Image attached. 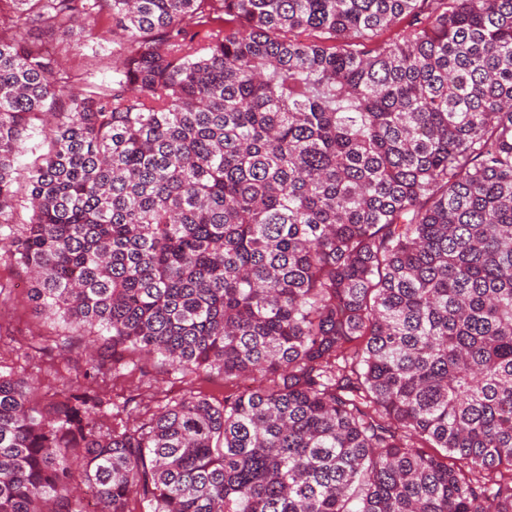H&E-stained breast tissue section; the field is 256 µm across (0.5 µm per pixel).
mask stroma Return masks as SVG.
I'll return each instance as SVG.
<instances>
[{
    "label": "stroma",
    "mask_w": 512,
    "mask_h": 512,
    "mask_svg": "<svg viewBox=\"0 0 512 512\" xmlns=\"http://www.w3.org/2000/svg\"><path fill=\"white\" fill-rule=\"evenodd\" d=\"M95 31L94 39L74 45L66 65L89 79L108 81L113 75L111 19L98 18ZM92 345L87 331L36 312L18 269L0 261V370L27 377L37 395L48 398L65 381L87 386L82 372ZM108 387L113 424L128 426L138 419L140 408L154 409L190 395L220 401L236 389L220 374L185 376L146 352L126 354L113 368Z\"/></svg>",
    "instance_id": "stroma-1"
}]
</instances>
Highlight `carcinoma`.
Here are the masks:
<instances>
[{"instance_id": "obj_1", "label": "carcinoma", "mask_w": 512, "mask_h": 512, "mask_svg": "<svg viewBox=\"0 0 512 512\" xmlns=\"http://www.w3.org/2000/svg\"><path fill=\"white\" fill-rule=\"evenodd\" d=\"M104 13L110 81L26 37ZM2 15L0 260L28 300L97 336L95 377L141 349L265 385L118 428L104 389L0 371V512H87L82 485L96 512H512V0ZM41 140V137L38 135H34L33 138L27 141L26 148L27 151L20 157V164L18 167V172L14 175L17 178V181L15 183V188L19 192V196L23 200L26 195V189H27V177H28V170L27 166L33 161V159L36 157V155L44 152L46 150V147H44L41 151H37L35 155H32L30 152V148L36 146Z\"/></svg>"}]
</instances>
